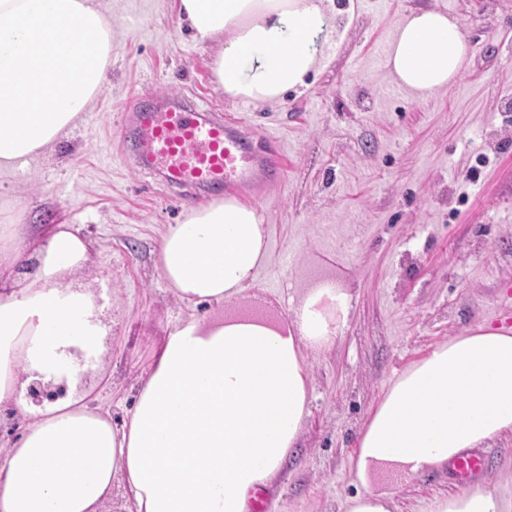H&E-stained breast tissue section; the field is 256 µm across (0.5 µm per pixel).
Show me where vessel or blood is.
I'll use <instances>...</instances> for the list:
<instances>
[{
    "mask_svg": "<svg viewBox=\"0 0 512 512\" xmlns=\"http://www.w3.org/2000/svg\"><path fill=\"white\" fill-rule=\"evenodd\" d=\"M124 124L121 158H132L159 186L194 200L246 193L281 178L274 134L250 132L241 120L202 108L186 94L143 92L125 112ZM486 457L478 450L449 462V482L472 483Z\"/></svg>",
    "mask_w": 512,
    "mask_h": 512,
    "instance_id": "obj_1",
    "label": "vessel or blood"
}]
</instances>
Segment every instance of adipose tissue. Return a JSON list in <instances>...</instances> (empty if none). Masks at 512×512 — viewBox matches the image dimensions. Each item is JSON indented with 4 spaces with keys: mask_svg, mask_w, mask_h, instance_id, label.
Listing matches in <instances>:
<instances>
[{
    "mask_svg": "<svg viewBox=\"0 0 512 512\" xmlns=\"http://www.w3.org/2000/svg\"><path fill=\"white\" fill-rule=\"evenodd\" d=\"M334 0H176L180 21L215 44L213 84L228 101L272 105L304 91L325 55ZM104 0H0V170L51 150L108 79ZM469 44L457 20L411 10L385 67L420 95L462 74ZM0 253V409L26 420L0 452V512H100L122 483L131 512H248L283 468L309 413L304 348L328 345L350 313L347 288L311 286L292 319L242 311L267 259L268 226L234 197L187 208L158 244L176 296L204 306L168 331L122 424L85 392L37 406L32 382L74 376L107 327L78 278L86 239L60 225ZM512 434V334L477 326L413 362L369 412L352 459L358 490L339 512H397L393 478H416ZM430 512H505L477 486Z\"/></svg>",
    "mask_w": 512,
    "mask_h": 512,
    "instance_id": "adipose-tissue-1",
    "label": "adipose tissue"
}]
</instances>
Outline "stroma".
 <instances>
[{"label":"stroma","mask_w":512,"mask_h":512,"mask_svg":"<svg viewBox=\"0 0 512 512\" xmlns=\"http://www.w3.org/2000/svg\"><path fill=\"white\" fill-rule=\"evenodd\" d=\"M335 3L351 18L309 87L255 106L215 89L212 49L181 25L175 0H109L107 82L52 150L0 172V210L14 223L68 224L89 243L85 278L111 334L65 386L88 390L119 425L167 332L192 313L157 269L159 239L191 200L113 160L121 115L144 89L193 92L276 135L284 176L259 192L269 250L251 291L287 314L332 279L352 303L332 345L307 355L298 447L251 512H338L356 490L359 430L387 384L449 337L512 316V0ZM419 7L456 18L470 46L461 76L422 96L384 67L398 23ZM480 480L512 506V434L492 442ZM457 491L436 469L399 485L401 512H430Z\"/></svg>","instance_id":"1"}]
</instances>
